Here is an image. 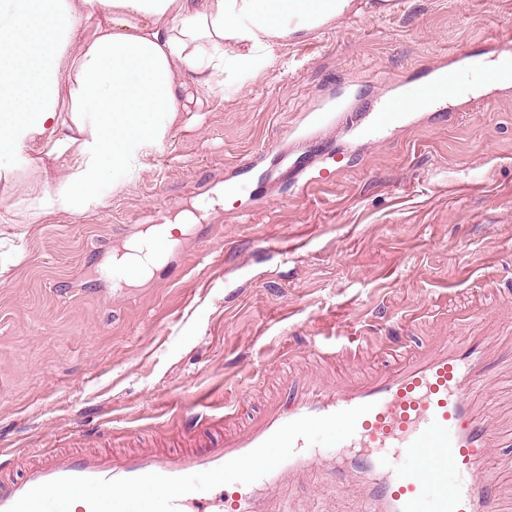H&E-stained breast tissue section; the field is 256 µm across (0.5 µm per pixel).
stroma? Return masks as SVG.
Returning <instances> with one entry per match:
<instances>
[{"label":"stroma","mask_w":512,"mask_h":512,"mask_svg":"<svg viewBox=\"0 0 512 512\" xmlns=\"http://www.w3.org/2000/svg\"><path fill=\"white\" fill-rule=\"evenodd\" d=\"M512 0L355 7L288 41L282 60L176 125L99 203L42 215L44 162L0 186V453L21 472L39 449L181 447L174 396L208 395L225 431L250 424L289 377L396 365L388 343L448 335L467 304L512 317V90L464 72L466 97L413 110L379 141L313 115L407 92L434 62L482 54ZM190 211L151 276L103 271L147 227ZM292 245V253L281 248ZM348 336L315 363L312 337ZM293 512H354L329 477L284 485Z\"/></svg>","instance_id":"1"}]
</instances>
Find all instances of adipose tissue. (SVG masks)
Masks as SVG:
<instances>
[{
	"mask_svg": "<svg viewBox=\"0 0 512 512\" xmlns=\"http://www.w3.org/2000/svg\"><path fill=\"white\" fill-rule=\"evenodd\" d=\"M351 0H0V183L57 174L43 214L100 202L116 174L197 123L216 82L274 65L289 38L326 26ZM67 86L70 115L58 108Z\"/></svg>",
	"mask_w": 512,
	"mask_h": 512,
	"instance_id": "obj_1",
	"label": "adipose tissue"
}]
</instances>
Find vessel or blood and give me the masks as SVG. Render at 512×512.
<instances>
[{
  "mask_svg": "<svg viewBox=\"0 0 512 512\" xmlns=\"http://www.w3.org/2000/svg\"><path fill=\"white\" fill-rule=\"evenodd\" d=\"M490 40L497 66L477 59L471 65L488 82L511 83L512 24H501ZM461 83V71L445 60L431 66L413 92L428 103L458 96ZM401 101L395 95L364 111L354 100L345 109L363 112L371 135L378 137L400 119ZM484 317L481 311L470 313L453 335L380 375L356 374L331 383L304 376L291 384L282 403L218 443L204 438L215 421L191 407L182 419L192 437L186 448L99 452L90 448L99 440V431L86 430L84 449L41 452L22 476H13L1 461L0 512H7L30 489L61 477L114 480L208 471L255 449L290 421L366 403L371 411L344 442L353 454L337 470L357 493L361 512H512V502L500 500L493 477L482 471L495 449L512 447V433L503 431L495 413L477 401L493 383L486 364L488 339L472 329ZM330 458V451L299 440L289 459L254 483L223 485L219 500L205 491L191 492L176 505L181 510L192 506L193 512H266V502L289 476L328 467Z\"/></svg>",
  "mask_w": 512,
  "mask_h": 512,
  "instance_id": "obj_1",
  "label": "vessel or blood"
}]
</instances>
